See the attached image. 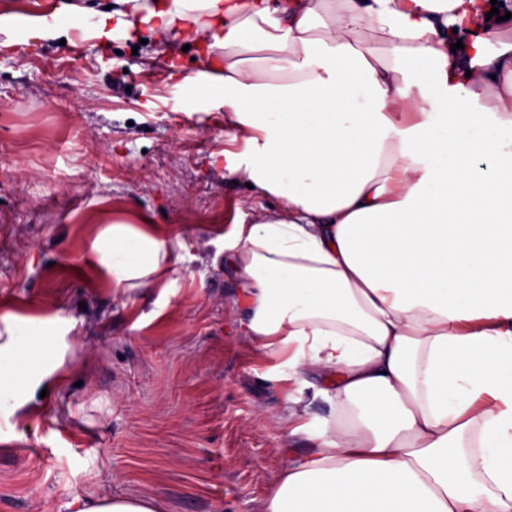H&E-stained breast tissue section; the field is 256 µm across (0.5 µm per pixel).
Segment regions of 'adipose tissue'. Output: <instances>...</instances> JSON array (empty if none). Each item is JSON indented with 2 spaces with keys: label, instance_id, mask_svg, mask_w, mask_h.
Wrapping results in <instances>:
<instances>
[{
  "label": "adipose tissue",
  "instance_id": "ef3b65f1",
  "mask_svg": "<svg viewBox=\"0 0 512 512\" xmlns=\"http://www.w3.org/2000/svg\"><path fill=\"white\" fill-rule=\"evenodd\" d=\"M115 2L4 9L0 33L194 41L196 70L166 68L174 109L223 113L225 170L272 201L224 248L243 334L333 407L316 426L289 394L311 446L265 512H512V38L490 0ZM85 260L124 294L183 258L116 222ZM69 352L0 312V410L62 382Z\"/></svg>",
  "mask_w": 512,
  "mask_h": 512
}]
</instances>
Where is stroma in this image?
Returning a JSON list of instances; mask_svg holds the SVG:
<instances>
[{"label": "stroma", "mask_w": 512, "mask_h": 512, "mask_svg": "<svg viewBox=\"0 0 512 512\" xmlns=\"http://www.w3.org/2000/svg\"><path fill=\"white\" fill-rule=\"evenodd\" d=\"M0 47V310L74 317L70 377L0 413V512H71L91 493L165 512H265L289 453L288 382L240 333L224 241L261 206L224 170V115L174 111L151 58ZM146 215L178 234L177 272L124 296L84 254Z\"/></svg>", "instance_id": "obj_1"}]
</instances>
